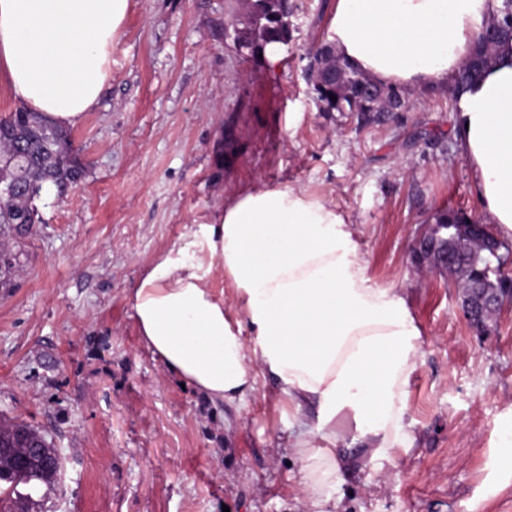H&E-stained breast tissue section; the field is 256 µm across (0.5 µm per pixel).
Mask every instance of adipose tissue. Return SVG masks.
<instances>
[{
	"label": "adipose tissue",
	"instance_id": "obj_1",
	"mask_svg": "<svg viewBox=\"0 0 512 512\" xmlns=\"http://www.w3.org/2000/svg\"><path fill=\"white\" fill-rule=\"evenodd\" d=\"M130 0H0V86L65 129L95 109ZM501 0H335L326 42L372 82L454 86ZM454 139L487 223L512 239V42L459 98ZM230 290H215L214 278ZM130 304L145 347L208 402L272 381L296 433L298 483L317 512L348 453L374 465L404 430L420 330L402 291L376 287L355 228L295 187L255 184L144 270ZM486 495L512 485V414Z\"/></svg>",
	"mask_w": 512,
	"mask_h": 512
}]
</instances>
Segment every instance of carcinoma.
Returning <instances> with one entry per match:
<instances>
[{
  "label": "carcinoma",
  "mask_w": 512,
  "mask_h": 512,
  "mask_svg": "<svg viewBox=\"0 0 512 512\" xmlns=\"http://www.w3.org/2000/svg\"><path fill=\"white\" fill-rule=\"evenodd\" d=\"M240 4L250 26L242 29L239 48L259 55L268 41L291 39L287 24L292 13L291 0H240ZM507 14L508 4L504 2L459 72L456 93L468 88L495 57L499 46L512 39ZM314 59L313 93L322 111L357 112L365 116L371 112H397L405 106V91L371 82L337 58L327 44L316 47ZM83 175L84 167L71 156L68 131L48 125L36 114L22 109L0 118V179L17 186L14 194L0 198V248L4 253H13L10 229L14 225L42 222L36 201L43 192L52 187L62 192L67 184L81 180ZM471 220L473 217L454 210L435 217L437 224H468ZM467 264L481 270L486 282H497V263L483 249L469 246ZM17 427L45 440L44 453H56L52 440L39 428L24 421L0 418V512H44L47 492L59 483L60 474L50 471L39 456L22 463L27 449L11 442Z\"/></svg>",
  "instance_id": "carcinoma-1"
}]
</instances>
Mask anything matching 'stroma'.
<instances>
[{
  "mask_svg": "<svg viewBox=\"0 0 512 512\" xmlns=\"http://www.w3.org/2000/svg\"><path fill=\"white\" fill-rule=\"evenodd\" d=\"M277 65L225 35L239 0H130L95 110L72 130L85 175L43 194L0 287V417L39 427L63 457L47 512H312L288 417L254 394L214 406L143 345L128 298L143 270L256 183L306 189L355 224L375 286L400 288L421 329L405 429L374 468L351 456L335 512H512L485 497L512 410V304L485 329L454 277L412 245L439 212L480 217L456 149L454 91L404 111L323 112L306 71L334 0H293Z\"/></svg>",
  "mask_w": 512,
  "mask_h": 512,
  "instance_id": "stroma-1",
  "label": "stroma"
}]
</instances>
